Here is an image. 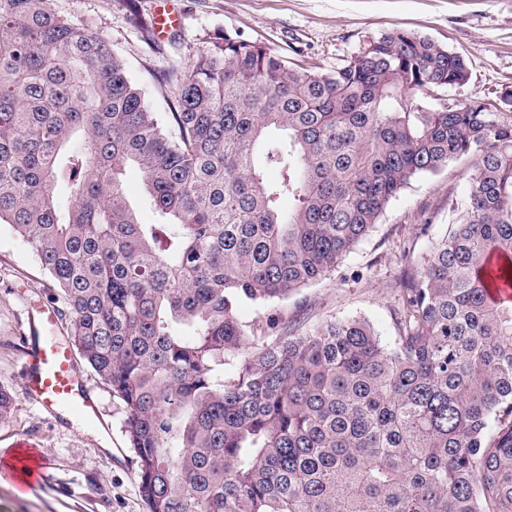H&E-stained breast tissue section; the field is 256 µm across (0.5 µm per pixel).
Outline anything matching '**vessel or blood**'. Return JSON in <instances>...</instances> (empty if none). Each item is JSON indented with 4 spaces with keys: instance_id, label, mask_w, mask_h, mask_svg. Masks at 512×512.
<instances>
[{
    "instance_id": "b4317fda",
    "label": "vessel or blood",
    "mask_w": 512,
    "mask_h": 512,
    "mask_svg": "<svg viewBox=\"0 0 512 512\" xmlns=\"http://www.w3.org/2000/svg\"><path fill=\"white\" fill-rule=\"evenodd\" d=\"M55 321L53 305L43 304L36 321L29 323L19 336L23 391L53 419L74 415L84 423L97 424L98 400L81 382L71 349L39 333L41 327L54 325ZM49 468L48 453L25 441L0 453V482L19 486L42 482L48 478Z\"/></svg>"
}]
</instances>
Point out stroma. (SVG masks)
<instances>
[{
	"label": "stroma",
	"instance_id": "35a3bbf8",
	"mask_svg": "<svg viewBox=\"0 0 512 512\" xmlns=\"http://www.w3.org/2000/svg\"><path fill=\"white\" fill-rule=\"evenodd\" d=\"M71 24L99 34L121 56L146 104L169 110L162 76L191 71L210 37L237 31L274 49L300 67L333 69L368 40L400 30L425 35L461 54L470 79L443 91L454 101L489 99L512 91V0H49ZM178 16L166 33L153 28L157 12ZM475 157L450 161L434 174L414 178L388 204L383 216L353 253L319 283L275 303L280 326L306 333L321 323L366 318L384 340L394 334L392 309L404 250L426 254L452 223L475 172ZM53 282L27 242L0 224V387L13 405L0 421V448L20 440L51 457L48 482L19 490L0 483V512H146L133 453L123 431L124 412L111 389L85 362L77 367L97 394L108 436L90 440L77 426H57L22 392L19 334L28 314L50 301Z\"/></svg>",
	"mask_w": 512,
	"mask_h": 512
}]
</instances>
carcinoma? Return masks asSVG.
<instances>
[{
	"label": "carcinoma",
	"instance_id": "cac0c4a2",
	"mask_svg": "<svg viewBox=\"0 0 512 512\" xmlns=\"http://www.w3.org/2000/svg\"><path fill=\"white\" fill-rule=\"evenodd\" d=\"M173 80L171 134L103 37L0 0V223L121 402L147 512H512V296L490 291L512 287V94L438 101L467 63L403 31L316 72L226 30ZM463 156L464 207L407 258L392 342L360 317L279 333L275 301ZM123 189L129 200L138 208L143 224H155L159 217L150 205L143 191V177L136 169H129L124 179Z\"/></svg>",
	"mask_w": 512,
	"mask_h": 512
}]
</instances>
